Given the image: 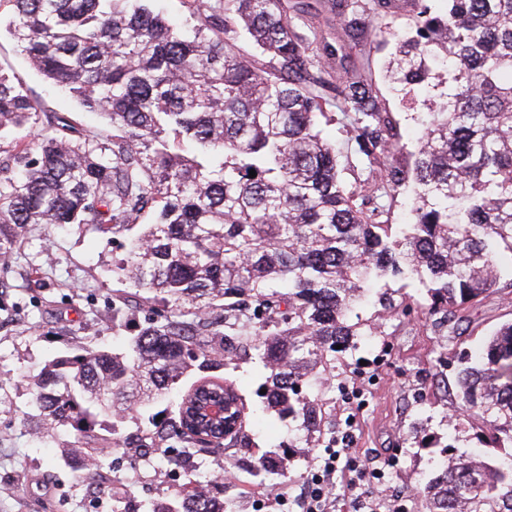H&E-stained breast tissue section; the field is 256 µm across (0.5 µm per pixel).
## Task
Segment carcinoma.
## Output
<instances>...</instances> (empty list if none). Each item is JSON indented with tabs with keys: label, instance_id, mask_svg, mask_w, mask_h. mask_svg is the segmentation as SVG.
Listing matches in <instances>:
<instances>
[{
	"label": "carcinoma",
	"instance_id": "carcinoma-1",
	"mask_svg": "<svg viewBox=\"0 0 512 512\" xmlns=\"http://www.w3.org/2000/svg\"><path fill=\"white\" fill-rule=\"evenodd\" d=\"M418 0L400 44L398 80L421 85L448 44V101L420 130L411 160L375 82L348 64L345 39L387 0H324L344 37L329 41L301 0H188L184 30L149 0H0L30 68L112 132H90L42 109L0 69V257L33 224L125 238L112 278V319L133 329L117 347L66 349L33 380L39 423L64 427L66 462L94 458L83 482L124 507L108 459L142 449L193 454L247 446L248 411L228 362L255 352L260 395L279 420L324 430L310 380L371 327L349 312L374 279L415 277L435 325L494 288L512 255V0ZM348 120L363 178L342 176L321 136L328 85ZM256 177H249L250 170ZM412 186L400 235L384 198ZM152 221L144 224L145 216ZM459 396L475 438L501 460L454 459L419 490L426 512H512V321L459 353ZM222 387L239 416L221 440L185 427V380ZM176 398L169 415L154 408ZM147 418L129 430L131 412ZM142 512H237L224 486L190 480Z\"/></svg>",
	"mask_w": 512,
	"mask_h": 512
}]
</instances>
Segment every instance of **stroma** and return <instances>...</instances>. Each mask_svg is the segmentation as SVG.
<instances>
[{
    "mask_svg": "<svg viewBox=\"0 0 512 512\" xmlns=\"http://www.w3.org/2000/svg\"><path fill=\"white\" fill-rule=\"evenodd\" d=\"M395 8L377 14L353 42L351 61L378 84L404 146L400 162H408L418 129L428 112L446 96L447 87H405L387 81L385 64L395 48L386 32L411 36L414 0H395ZM0 70L21 80L46 114H69L88 131L108 130L107 121L80 111L76 101L35 74L25 63L5 27H0ZM119 250L111 234L79 228L47 235L30 227L7 268H0V512H98L97 500L77 480V466L61 458L71 435L60 429L39 431L28 405L27 378L64 347L118 345L128 328L112 322V258ZM378 291L391 293L396 308L387 312L377 299L358 304L354 316L378 323L380 332L363 337L343 353L333 372L312 381L311 394L323 395L327 422L312 447L295 448L296 424L260 411L257 389L266 375L258 358H244L230 372L246 405L260 412L252 429L253 447L227 448L204 455L210 477L220 478L226 496L235 498L239 512H276V499L287 496L297 504L303 482L347 418H354L358 458L382 467L381 502L408 495V512H423L413 493L433 473L437 448L417 447L416 432H435L453 445L458 456L477 451L474 412L458 397L456 351L475 348L501 323L512 320V274L503 273L496 288L444 326H434L424 310H404L405 296L426 301L423 288L405 280L380 282ZM361 386L359 399L343 391ZM289 454L288 472L256 474L261 456ZM190 476L162 454L123 465L119 478L135 500L169 499Z\"/></svg>",
    "mask_w": 512,
    "mask_h": 512,
    "instance_id": "stroma-1",
    "label": "stroma"
}]
</instances>
